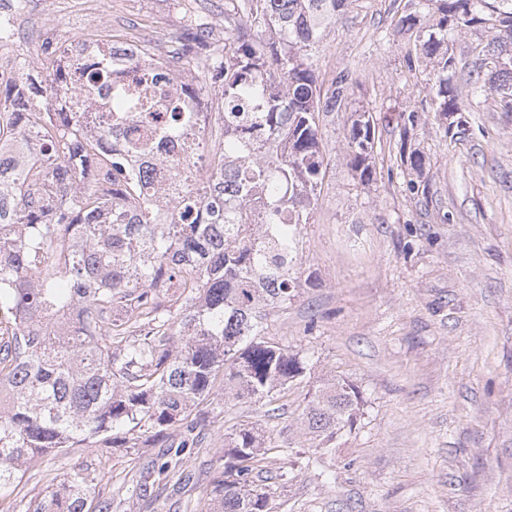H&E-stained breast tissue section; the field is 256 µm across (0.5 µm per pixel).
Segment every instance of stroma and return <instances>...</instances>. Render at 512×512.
<instances>
[{
  "label": "stroma",
  "mask_w": 512,
  "mask_h": 512,
  "mask_svg": "<svg viewBox=\"0 0 512 512\" xmlns=\"http://www.w3.org/2000/svg\"><path fill=\"white\" fill-rule=\"evenodd\" d=\"M92 22L63 17L64 0H27L18 21L56 42L100 26L128 34L132 20L161 43L192 23L220 24L224 0H90ZM407 0H360L315 49L319 81L341 69L357 84L346 108L320 114L326 174L306 224L288 303L269 309L266 340L304 361L301 383L271 405L225 397L201 403L203 440L159 482L150 441L133 448L79 445L22 464L11 497L35 505L76 467L94 471L90 506L112 512H212L230 434L264 433L260 462L270 512H512V112L499 94L454 83L461 134L449 137L422 59L394 24ZM375 125L376 179L351 170L347 136L356 109ZM417 110L403 134L398 112ZM422 168L403 164L402 143ZM429 185V196L408 189ZM343 378L361 397L353 427L331 443L306 434L304 397Z\"/></svg>",
  "instance_id": "stroma-1"
}]
</instances>
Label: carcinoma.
<instances>
[{"label":"carcinoma","instance_id":"cac0c4a2","mask_svg":"<svg viewBox=\"0 0 512 512\" xmlns=\"http://www.w3.org/2000/svg\"><path fill=\"white\" fill-rule=\"evenodd\" d=\"M354 0H224V45L187 27L164 48L147 42L134 78L113 91L98 124L80 112L50 111L48 96L71 93L97 104L112 81L109 61L78 77L64 72L56 44L41 61L50 88L24 73L0 88V139L42 133L32 166L0 171V506L15 512L7 491L19 467L36 456L100 440L133 448L142 435L166 449L168 471L185 449L201 444L191 412L224 376V394L277 400L305 375L297 354L260 338L266 309L285 303L297 226L321 184L318 117L345 107L356 80L343 69L322 91L314 44ZM432 22L421 23L422 13ZM484 27L494 36L472 49L474 91H496L512 109V0H410L396 31L415 33L416 56L431 64L436 112L462 111L448 35ZM191 63L197 80L175 93L153 89L154 68ZM221 82L213 148L204 169L185 142L197 127L196 99ZM151 130L134 137L125 128ZM182 143L165 158L181 192L165 215L141 198L145 161L158 138ZM375 126L357 110L347 147L363 183L373 181ZM47 324L66 331L30 332ZM308 433L333 438L353 426L360 394L330 379L305 397ZM181 426L178 441L169 430ZM260 436L231 434L228 478L214 483V512H268L256 490ZM96 480L78 469L33 512H86Z\"/></svg>","mask_w":512,"mask_h":512}]
</instances>
